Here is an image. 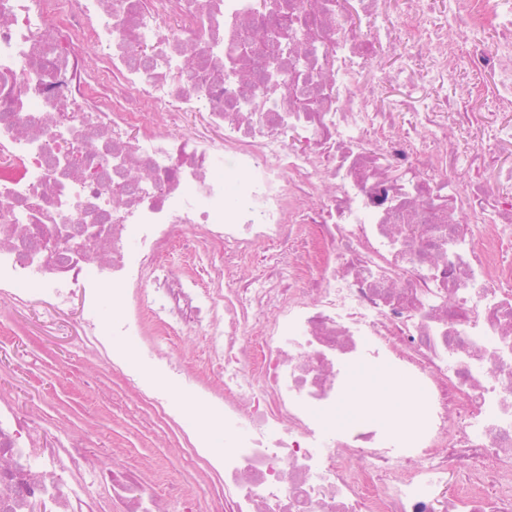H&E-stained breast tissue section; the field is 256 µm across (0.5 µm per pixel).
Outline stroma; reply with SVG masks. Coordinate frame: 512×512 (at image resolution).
<instances>
[{
  "instance_id": "1",
  "label": "stroma",
  "mask_w": 512,
  "mask_h": 512,
  "mask_svg": "<svg viewBox=\"0 0 512 512\" xmlns=\"http://www.w3.org/2000/svg\"><path fill=\"white\" fill-rule=\"evenodd\" d=\"M80 303L45 323L41 306L0 295V394L41 417L50 435L89 432L91 452L135 460L147 480L163 485L181 477L192 491L207 489L209 476L182 445L178 429L161 420L120 372L104 366L80 321Z\"/></svg>"
}]
</instances>
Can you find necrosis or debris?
<instances>
[{
  "label": "necrosis or debris",
  "instance_id": "4bbe7bcc",
  "mask_svg": "<svg viewBox=\"0 0 512 512\" xmlns=\"http://www.w3.org/2000/svg\"><path fill=\"white\" fill-rule=\"evenodd\" d=\"M0 294L213 479L0 397V512H512V0H0ZM364 366L408 425L337 422Z\"/></svg>",
  "mask_w": 512,
  "mask_h": 512
}]
</instances>
